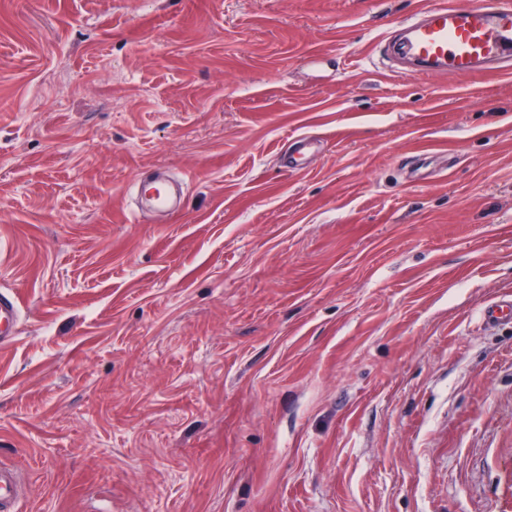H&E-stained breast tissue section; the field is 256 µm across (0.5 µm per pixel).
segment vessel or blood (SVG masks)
<instances>
[{
    "mask_svg": "<svg viewBox=\"0 0 512 512\" xmlns=\"http://www.w3.org/2000/svg\"><path fill=\"white\" fill-rule=\"evenodd\" d=\"M405 28L406 41L390 57L415 63L418 73L512 74V0H437ZM21 313L15 296L0 294L1 346L16 336ZM17 504V478L0 466V512H17Z\"/></svg>",
    "mask_w": 512,
    "mask_h": 512,
    "instance_id": "b4317fda",
    "label": "vessel or blood"
}]
</instances>
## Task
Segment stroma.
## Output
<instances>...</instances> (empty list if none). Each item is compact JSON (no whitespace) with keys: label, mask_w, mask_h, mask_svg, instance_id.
Returning <instances> with one entry per match:
<instances>
[{"label":"stroma","mask_w":512,"mask_h":512,"mask_svg":"<svg viewBox=\"0 0 512 512\" xmlns=\"http://www.w3.org/2000/svg\"><path fill=\"white\" fill-rule=\"evenodd\" d=\"M426 2L0 0L22 512H512V78L397 73Z\"/></svg>","instance_id":"35a3bbf8"}]
</instances>
